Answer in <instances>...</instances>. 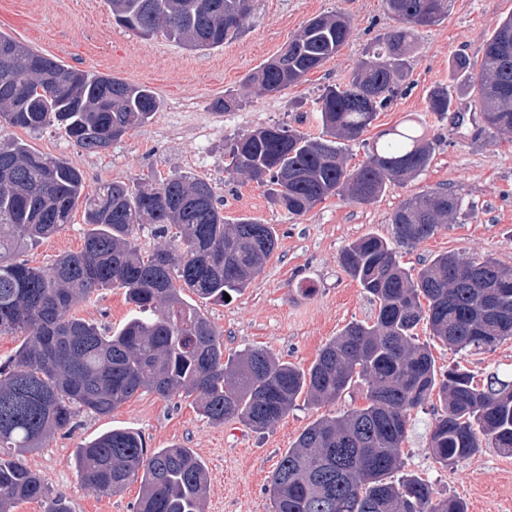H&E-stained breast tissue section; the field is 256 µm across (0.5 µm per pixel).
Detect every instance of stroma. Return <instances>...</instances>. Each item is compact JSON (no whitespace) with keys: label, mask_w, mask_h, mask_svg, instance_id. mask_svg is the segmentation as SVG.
Here are the masks:
<instances>
[{"label":"stroma","mask_w":512,"mask_h":512,"mask_svg":"<svg viewBox=\"0 0 512 512\" xmlns=\"http://www.w3.org/2000/svg\"><path fill=\"white\" fill-rule=\"evenodd\" d=\"M336 11L350 18L353 34L335 56L281 93L258 96L246 88L248 76L309 19ZM510 15L512 0H449L447 17L419 30L407 80L344 157L347 168L356 169L382 131L410 125L432 143L433 159L418 176L388 184L371 204L332 196L304 215H289L270 204L264 186L228 173L227 146L237 134L273 124L319 136L316 99L326 87L346 85L365 49L398 24L383 0H252L238 33L206 52L116 24L107 0H0L1 32L65 66L150 88L161 103L152 120L97 155L77 148L53 127L31 132L4 126L0 139L21 140L65 159L83 171L89 194L115 180L188 174L210 183L226 219L251 217L274 225L278 246L247 288L222 304L191 293L186 299L222 334L225 355L259 348L305 369L348 324L373 322L378 306L342 269L339 254L367 234L391 238L393 212L413 195L445 187L473 209L415 246H396L407 271L418 273L424 261L446 252L476 261L490 256L512 269V135L482 130L473 94L452 81L456 58L480 65L487 42ZM439 85L447 86L456 105L442 116L427 110V96ZM228 93L240 95L241 106L215 110V102ZM85 228L83 209H74L70 223L28 251L26 260L47 267L63 253L79 251ZM134 312L123 289L112 288L78 305L75 314L112 331ZM416 336L431 350L436 369L458 363L479 382L493 372H512V337L465 354L444 345L426 326H418ZM365 404L360 386L321 405L301 399L273 428L259 433L236 419L210 423L193 399H166L144 390L109 415L79 413L70 431L56 434L24 462L41 473L51 496L70 502L73 512H132L138 483L118 495L97 493L80 484L71 463L83 443L128 427L143 436L147 449H193L209 474L204 512H271L267 480L303 430L321 417ZM440 410L434 396L411 411L403 443L405 472L429 480L441 495L463 499L468 512H512V456L487 447L450 469L435 463L428 434Z\"/></svg>","instance_id":"obj_1"}]
</instances>
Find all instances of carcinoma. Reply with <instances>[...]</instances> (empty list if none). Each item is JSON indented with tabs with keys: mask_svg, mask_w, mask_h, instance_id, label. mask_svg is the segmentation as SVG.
<instances>
[{
	"mask_svg": "<svg viewBox=\"0 0 512 512\" xmlns=\"http://www.w3.org/2000/svg\"><path fill=\"white\" fill-rule=\"evenodd\" d=\"M112 15L143 36L164 33L193 50L224 45L251 11V0H110ZM401 25L367 49L344 87L316 101L323 136L307 137L274 124L238 135L228 168L268 187L274 203L302 216L339 196L370 204L394 179L419 175L433 147L410 127H395L350 171L342 155L378 110L398 93L423 18L448 14V0H386ZM351 34L341 12L318 15L285 43L286 65L272 58L247 79L248 88L276 94L302 82ZM0 125L32 131L57 125L83 151L99 153L159 110L141 85L69 68L0 31ZM455 74L478 97L482 127L512 134V16L486 44L479 73L461 58ZM428 110L443 115L453 98L439 86ZM84 176L67 161L23 141H0V336H20L0 361V512L21 500L48 498L44 478L23 455L46 447L71 427L76 412L108 415L140 390L163 398L192 397L215 424L238 419L252 430L276 425L299 398H340L360 382L367 404L323 417L299 435L273 471L272 512H467L455 496L438 497L431 484L401 473L408 416L432 392L442 401L429 433L442 468L489 443L512 456V377L479 384L464 366L438 372L414 330L457 352L489 348L512 337V270L492 257L434 256L412 275L383 238L366 235L339 255L345 272L378 302L376 320L345 327L308 370L263 349L224 359V339L184 298L224 301L247 287L277 246L272 225L241 217L227 222L210 184L173 174L159 182L113 181L83 195ZM84 204V244L50 267L24 254L69 223ZM456 193L434 188L404 201L392 214L396 242L414 246L462 214ZM150 226L161 244L141 250ZM109 288L125 289L138 309L110 335L74 315L77 303ZM73 466L82 485L117 494L137 481L132 512H202L208 474L189 448H145L135 431L113 428L77 449ZM401 473L399 478L394 474Z\"/></svg>",
	"mask_w": 512,
	"mask_h": 512,
	"instance_id": "carcinoma-1",
	"label": "carcinoma"
}]
</instances>
